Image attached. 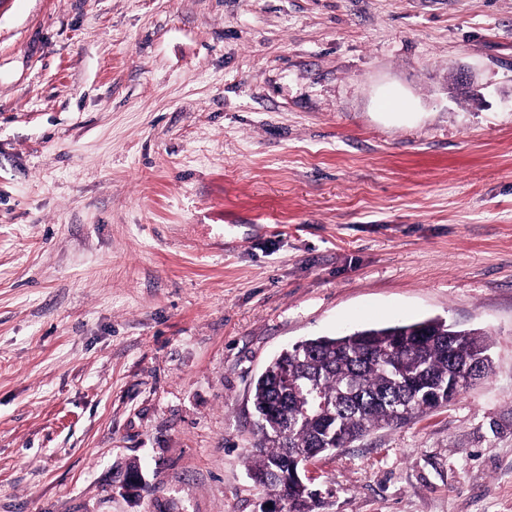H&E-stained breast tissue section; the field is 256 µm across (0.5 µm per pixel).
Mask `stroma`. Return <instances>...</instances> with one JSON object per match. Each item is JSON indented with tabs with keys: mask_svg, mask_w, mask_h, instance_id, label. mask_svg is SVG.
I'll use <instances>...</instances> for the list:
<instances>
[{
	"mask_svg": "<svg viewBox=\"0 0 512 512\" xmlns=\"http://www.w3.org/2000/svg\"><path fill=\"white\" fill-rule=\"evenodd\" d=\"M428 318L318 512H512V0H0V512H261L271 359Z\"/></svg>",
	"mask_w": 512,
	"mask_h": 512,
	"instance_id": "stroma-1",
	"label": "stroma"
}]
</instances>
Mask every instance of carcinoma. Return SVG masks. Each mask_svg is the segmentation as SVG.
Returning a JSON list of instances; mask_svg holds the SVG:
<instances>
[{
    "mask_svg": "<svg viewBox=\"0 0 512 512\" xmlns=\"http://www.w3.org/2000/svg\"><path fill=\"white\" fill-rule=\"evenodd\" d=\"M489 349L475 330L428 319L282 350L252 388L261 434L252 479L285 500L287 512H315L319 494L292 478V458L334 452L449 403L467 378L489 376Z\"/></svg>",
    "mask_w": 512,
    "mask_h": 512,
    "instance_id": "carcinoma-1",
    "label": "carcinoma"
}]
</instances>
